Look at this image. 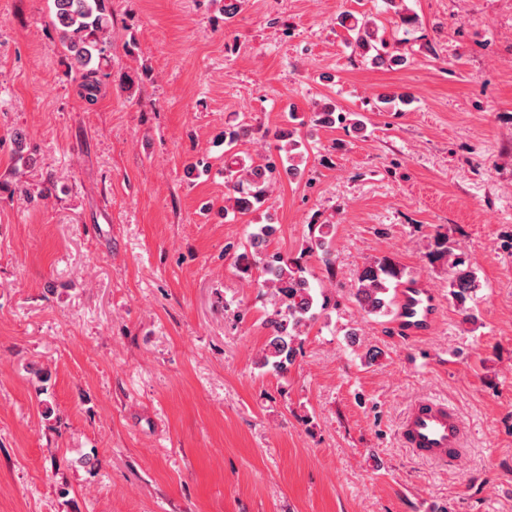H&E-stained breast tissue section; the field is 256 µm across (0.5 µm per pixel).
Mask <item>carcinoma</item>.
Masks as SVG:
<instances>
[{
  "label": "carcinoma",
  "mask_w": 512,
  "mask_h": 512,
  "mask_svg": "<svg viewBox=\"0 0 512 512\" xmlns=\"http://www.w3.org/2000/svg\"><path fill=\"white\" fill-rule=\"evenodd\" d=\"M51 24L59 33L65 48L69 68L79 77L84 97L94 100L100 85V73L112 27L111 0H53ZM346 33V42L359 57L375 64L404 63V57L390 52V42L380 34V20L366 14L346 12L339 18ZM317 124L326 127L340 125L361 134L365 122L333 107H324L314 113ZM249 133L242 124L224 129V144L233 149ZM273 138L279 142L277 156L263 157L260 161H236V169L225 175L224 210L232 209L248 214L261 205L271 184L282 176L293 178L300 172L299 161L304 158L305 144L296 138L293 126L274 130ZM308 246L298 257L271 252L268 239L275 233L274 225L255 224L247 237L245 252L239 255L237 269L240 276L256 288L268 289L275 297V308L265 320L268 336L260 350L257 364L265 372L284 376L294 365L301 351L302 336L312 323L331 306V297L324 290L311 285V273L303 257L314 254L326 274L333 278L336 257L333 248L332 224L311 225ZM431 262L445 260L451 269L449 294L465 319L474 318L468 302L479 284L474 271L461 253L455 252L450 238L436 233L429 252ZM403 269L387 257L365 264L358 272L352 295L367 314L385 315L393 303L392 286L401 283Z\"/></svg>",
  "instance_id": "obj_1"
}]
</instances>
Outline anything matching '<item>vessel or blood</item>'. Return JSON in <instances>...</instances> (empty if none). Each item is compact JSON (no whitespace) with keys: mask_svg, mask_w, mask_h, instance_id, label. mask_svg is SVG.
<instances>
[{"mask_svg":"<svg viewBox=\"0 0 512 512\" xmlns=\"http://www.w3.org/2000/svg\"><path fill=\"white\" fill-rule=\"evenodd\" d=\"M396 323L408 337L427 334L438 320L434 294L419 279L407 281L398 290ZM404 443L415 454L445 465L462 457L463 425L458 412L434 399L415 401L401 427Z\"/></svg>","mask_w":512,"mask_h":512,"instance_id":"vessel-or-blood-1","label":"vessel or blood"}]
</instances>
